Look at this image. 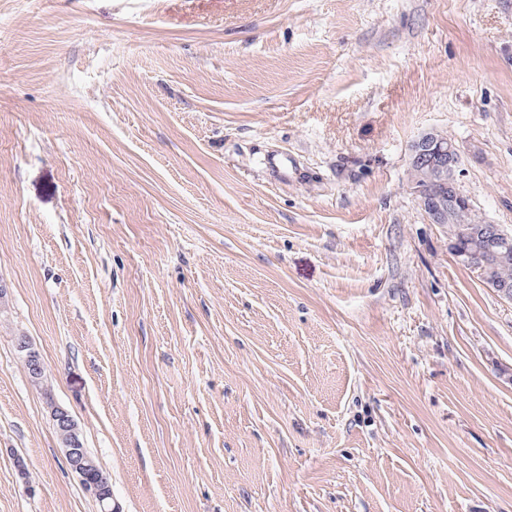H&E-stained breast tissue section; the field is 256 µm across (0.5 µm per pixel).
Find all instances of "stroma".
Instances as JSON below:
<instances>
[{"label":"stroma","mask_w":512,"mask_h":512,"mask_svg":"<svg viewBox=\"0 0 512 512\" xmlns=\"http://www.w3.org/2000/svg\"><path fill=\"white\" fill-rule=\"evenodd\" d=\"M431 129L511 232L512 0H0V512H99L53 403L119 512H512ZM18 349L23 353L31 381L41 383L45 376V367L39 353L32 347L29 340L23 336L18 339ZM51 418L71 471L78 475L84 489L96 500L101 512H118V507L112 504L111 485L84 448L77 422L66 409L52 404Z\"/></svg>","instance_id":"obj_1"}]
</instances>
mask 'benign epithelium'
<instances>
[{
  "label": "benign epithelium",
  "mask_w": 512,
  "mask_h": 512,
  "mask_svg": "<svg viewBox=\"0 0 512 512\" xmlns=\"http://www.w3.org/2000/svg\"><path fill=\"white\" fill-rule=\"evenodd\" d=\"M408 165L421 174V180L411 184V191L429 223H448V211L455 205L471 208L469 198L459 185L461 156L448 135L437 130L421 133L409 146ZM426 182L437 184L443 192L426 191ZM508 238L499 225L483 224L465 229L459 238L449 242V247L457 264L500 298L512 301V283L493 278L488 261L490 257L498 263L512 260L509 248L499 245L501 240ZM18 349L23 353L31 381L42 382L45 367L39 353L25 337L18 339ZM51 418L71 471L78 475L86 492L96 500L100 512H118V507L112 504L111 485L84 448L77 422L66 409L57 405L51 406Z\"/></svg>",
  "instance_id": "7a95c632"
}]
</instances>
